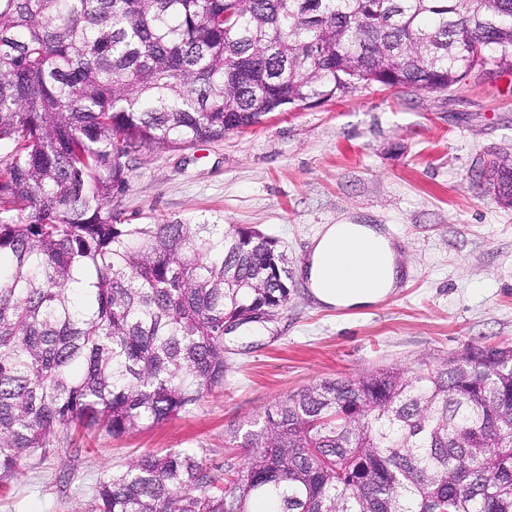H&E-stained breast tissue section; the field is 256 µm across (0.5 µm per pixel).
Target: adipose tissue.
Here are the masks:
<instances>
[{"label":"adipose tissue","mask_w":512,"mask_h":512,"mask_svg":"<svg viewBox=\"0 0 512 512\" xmlns=\"http://www.w3.org/2000/svg\"><path fill=\"white\" fill-rule=\"evenodd\" d=\"M404 274L393 238L368 224L323 225L301 265L319 305L356 308L377 304L399 287Z\"/></svg>","instance_id":"1"}]
</instances>
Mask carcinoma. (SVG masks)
<instances>
[{
  "label": "carcinoma",
  "instance_id": "carcinoma-1",
  "mask_svg": "<svg viewBox=\"0 0 512 512\" xmlns=\"http://www.w3.org/2000/svg\"><path fill=\"white\" fill-rule=\"evenodd\" d=\"M507 49L512 0H0V478L69 426L186 412L224 384V324L288 303V256L258 230L120 223L126 159L338 73L437 91ZM490 181L512 205V166ZM240 447L221 486L189 450L143 453L97 512H512V348L322 380Z\"/></svg>",
  "mask_w": 512,
  "mask_h": 512
}]
</instances>
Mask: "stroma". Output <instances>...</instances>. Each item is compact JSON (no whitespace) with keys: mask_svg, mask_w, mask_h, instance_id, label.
<instances>
[{"mask_svg":"<svg viewBox=\"0 0 512 512\" xmlns=\"http://www.w3.org/2000/svg\"><path fill=\"white\" fill-rule=\"evenodd\" d=\"M512 160V70L486 64L445 91L360 85L189 147L142 149L112 208L126 224L247 226L288 255V303L258 336H224V384L189 412L115 438L64 430L56 450L0 482V512H95V487L146 451L192 450L216 483L276 401L328 378L437 367L512 346V206L489 186ZM393 236L400 288L365 308H324L300 274L320 227Z\"/></svg>","mask_w":512,"mask_h":512,"instance_id":"obj_1","label":"stroma"}]
</instances>
